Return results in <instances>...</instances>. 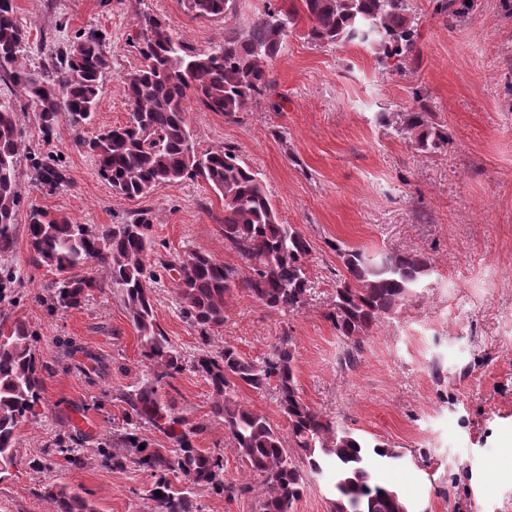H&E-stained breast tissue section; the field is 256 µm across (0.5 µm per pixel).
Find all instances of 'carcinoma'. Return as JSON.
I'll return each mask as SVG.
<instances>
[{
	"mask_svg": "<svg viewBox=\"0 0 512 512\" xmlns=\"http://www.w3.org/2000/svg\"><path fill=\"white\" fill-rule=\"evenodd\" d=\"M0 6V81L13 87L0 95V256L15 244L16 224L23 207L21 160L30 162L39 183L57 188L65 182L61 169L38 161L27 151L17 124V104L38 115L49 137L58 115L65 113L80 129L94 114L109 64L103 38L90 31L55 50L41 70L28 64V31L14 16L13 0ZM236 0H182L196 17H222ZM446 18L466 16L477 0H438ZM302 10L269 6L245 27L224 32V39L197 53L185 45L161 18L138 16L143 62L120 78L129 111L125 122L82 140L101 176L115 194L136 199L158 185L178 186L200 178L224 198L225 245L247 268L241 274L211 255L187 250L174 260L147 263L152 251L153 216L146 210L124 224H72L48 211L27 213V232L38 261L60 275L50 295L51 311L77 308L90 292L112 289L121 297L139 334L143 356L153 366V378L123 394L127 421L133 427L120 434L124 458L146 470L152 480L150 512H201L199 491L229 498L252 491L248 485L224 482L223 457L195 446L193 428L161 400L159 385L184 369V359L160 327L150 283L172 279L185 319L198 329L203 349L192 363L212 389V413L239 457L262 476L259 512H295L307 482L331 462L336 482L331 512H410L396 489L374 481L375 458L395 462L403 453L371 443L334 424L306 403L300 394L292 337L284 336L261 361L234 348H210V331L224 325L226 296L242 291L268 310L295 311L309 291L306 262L308 240L291 224L279 221L264 182L242 161L237 150L220 147L197 152L187 121L186 104L193 99L209 112L233 117L243 112L272 83L271 62L288 33L303 16L307 37L315 45L357 44L377 55L384 66L399 70L416 50L418 36L410 0H300ZM396 132L426 154L448 149V129L432 120L427 107L406 112ZM345 273L336 279L326 318L346 345L345 365L357 363L363 337L380 321L398 312L430 275L424 256L393 254L370 258L362 251L336 249ZM88 264L109 271V280L72 274ZM20 277L0 264V302H13ZM37 333L15 321L0 331V474L14 464L16 432L35 416L44 385L36 351ZM245 384L258 393L274 391L280 413L288 422L283 435L269 418L238 399ZM148 425L176 447L152 448L139 434ZM145 448H139V445ZM57 453L74 468L84 465L67 441ZM57 512H96L94 505L67 486L48 489Z\"/></svg>",
	"mask_w": 512,
	"mask_h": 512,
	"instance_id": "carcinoma-1",
	"label": "carcinoma"
}]
</instances>
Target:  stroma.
<instances>
[{"instance_id":"1","label":"stroma","mask_w":512,"mask_h":512,"mask_svg":"<svg viewBox=\"0 0 512 512\" xmlns=\"http://www.w3.org/2000/svg\"><path fill=\"white\" fill-rule=\"evenodd\" d=\"M266 4L237 0L234 16L203 19L182 0H14L16 19L31 34L32 65L90 30L101 33L110 65L81 130L59 118L47 142L36 113L19 111L27 147L57 159L67 177L51 191L22 166L26 206L91 225L121 224L148 209L155 217L149 262L197 250L239 266L221 233L224 202L203 180L159 186L143 199L120 197L81 141L127 116L119 79L142 61L137 13L161 16L202 52ZM411 6L418 57L405 71L383 68L357 45H312L301 22L271 65L272 90L246 111L227 118L189 103L197 150L235 148L265 182L280 221L312 248L301 309L271 311L234 293L211 343L260 359L292 337L303 399L355 435L400 448L404 460L376 463L373 476L401 490L414 512H512V457L504 452L512 439V14L502 0H478L451 25L435 0ZM423 104L450 137L447 150L431 156L395 133L402 113ZM340 247L369 256L422 254L432 265L416 296L365 337L351 369L341 366L343 344L325 317L344 271ZM9 261L27 290L45 296L53 289L57 273L35 262L26 223L17 226ZM152 290L158 323L189 363L202 348L197 329L169 278ZM0 317L37 331L45 367L36 415L21 424L15 462L0 474V512H55L45 493L55 485L71 487L97 512H149L148 473L97 457L102 442L126 427L122 393L153 371L120 297L96 291L81 307L52 316L29 299L5 302ZM66 339L81 353L61 348ZM87 349L96 361L84 357ZM160 394L198 428L196 447L223 454L225 480L260 487L212 416L211 388L199 373L188 367ZM68 437L87 459L82 468L67 467L56 453ZM36 460L47 470L34 472Z\"/></svg>"}]
</instances>
